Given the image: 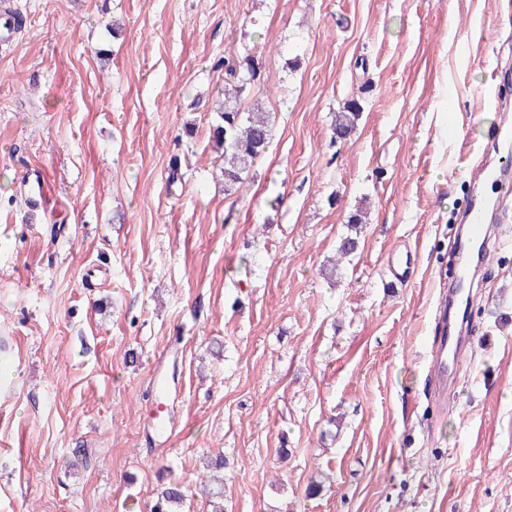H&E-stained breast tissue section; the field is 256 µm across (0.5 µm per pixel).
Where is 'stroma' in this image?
Returning <instances> with one entry per match:
<instances>
[{
  "label": "stroma",
  "instance_id": "obj_1",
  "mask_svg": "<svg viewBox=\"0 0 512 512\" xmlns=\"http://www.w3.org/2000/svg\"><path fill=\"white\" fill-rule=\"evenodd\" d=\"M7 4L0 512H151L165 479L210 512L218 453L224 512H512V178L444 414L429 360L512 0ZM248 56L273 137L228 195L217 63ZM361 115V105L357 100L348 101L342 110L336 112L333 134L335 139H348L357 129L358 120Z\"/></svg>",
  "mask_w": 512,
  "mask_h": 512
}]
</instances>
